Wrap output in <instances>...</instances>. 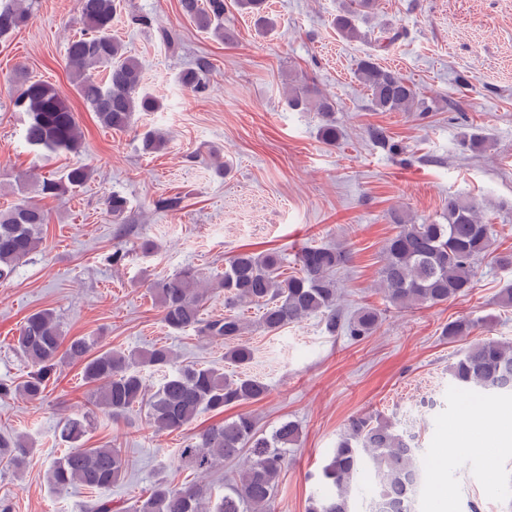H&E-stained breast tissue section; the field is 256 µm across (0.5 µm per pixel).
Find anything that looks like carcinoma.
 Here are the masks:
<instances>
[{
  "mask_svg": "<svg viewBox=\"0 0 512 512\" xmlns=\"http://www.w3.org/2000/svg\"><path fill=\"white\" fill-rule=\"evenodd\" d=\"M23 2L0 0V39L30 21V10ZM78 4L85 29L69 41L66 49L73 85L103 126L123 132L135 113L156 112L161 102L141 91L138 61L112 37L116 0H78ZM180 6L201 31L225 37V0H180ZM377 6L378 0H347L342 13L336 15V30L346 40L360 38L355 17ZM209 69L210 63L200 58L195 67L181 74L180 81L190 92L200 93L205 89L202 75ZM357 78L381 112L429 111L412 84L370 57L359 63ZM287 96L291 107L312 106L320 112L321 139L327 144L336 143L341 133L332 118L336 112L332 100L305 81L288 85ZM14 105L24 114L23 138L33 152L46 158L82 152V132L75 112L55 86L43 80H26ZM165 143L162 133L149 132L142 139L141 149L152 154ZM89 178L90 170L75 164L59 177L39 179L38 192L42 196H63L82 188ZM105 204L117 220L128 209L127 198L115 192ZM443 219V224L427 220L415 224L402 213L394 214L393 222L400 230L385 244L380 271L385 298L392 306H432L462 297L473 288L475 265L492 247V224L474 202L461 196L448 197ZM46 221L44 210L31 202L0 210L1 281L10 278L39 248ZM347 262L348 254L342 249L304 247L296 256L300 272L287 275L281 271L277 252L241 251L229 260L216 287L224 290V304L231 310L258 307V326L268 334L318 314L330 335L344 331L352 339L361 340L379 328L381 313L362 305L345 317L335 275ZM152 291L161 304L162 321L170 330L192 329L201 336L232 342L234 346L224 353V360L237 366L252 362V348L241 341L248 326L238 315L229 312L222 318L202 317L203 305L213 289L203 287V278L196 269L186 267L155 281ZM474 327L471 320L451 321L443 328L442 336L456 341ZM15 348L32 372L14 387L0 384V396L15 392L31 400L41 398L51 374L66 360L81 364L83 380L95 386L90 403L106 409L116 420L143 406L149 424L157 432L184 430L204 409L221 412L232 404L260 401L268 392L262 380L249 375L230 378L216 366L180 365L177 354L164 345L142 353L114 349L96 352L94 342L86 337L68 340L62 336L60 324L49 310L26 318ZM140 366L162 372L156 391L148 398ZM448 375L457 389L512 393V346L491 339L473 345L449 365ZM85 422L84 418H71L64 424L62 437L71 446L62 450L47 473L49 484L57 490L66 491L72 486L105 489L125 476L120 449L110 444L98 448L79 444L86 431ZM300 434L296 422L284 421L267 436L248 413L215 424L186 439L176 463L181 469L200 474L210 473L225 462L241 463L224 495L214 501L202 485L173 487L160 481L145 499L132 506L131 512H274L288 451L298 444ZM30 451L23 436L0 439V460L17 470L25 468ZM419 470L418 449L391 422L357 414L348 421L323 469L325 482L313 496L309 512H351V490L365 493L371 486L376 489L371 512H407L410 488L405 474Z\"/></svg>",
  "mask_w": 512,
  "mask_h": 512,
  "instance_id": "carcinoma-1",
  "label": "carcinoma"
}]
</instances>
